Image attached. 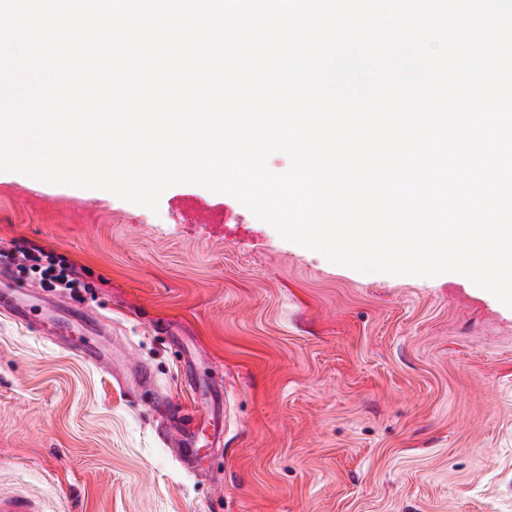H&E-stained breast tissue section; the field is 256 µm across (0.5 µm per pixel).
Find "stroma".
<instances>
[{"mask_svg":"<svg viewBox=\"0 0 512 512\" xmlns=\"http://www.w3.org/2000/svg\"><path fill=\"white\" fill-rule=\"evenodd\" d=\"M18 246L83 268L95 293L28 279L0 312V497L33 512H512V308L467 277L331 263L199 185L154 212L0 172V253ZM49 306L101 364L23 323ZM180 403L224 424L191 472L164 440Z\"/></svg>","mask_w":512,"mask_h":512,"instance_id":"1","label":"stroma"}]
</instances>
